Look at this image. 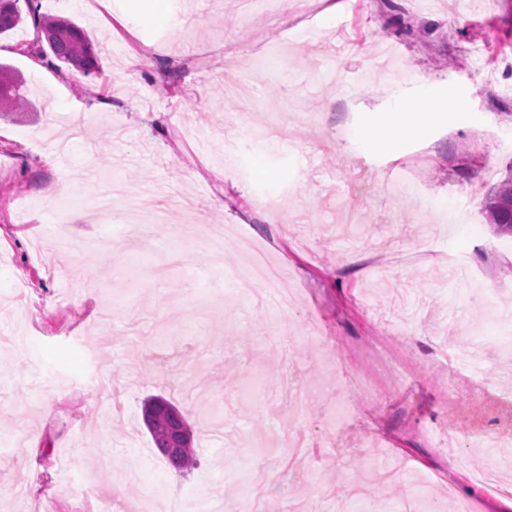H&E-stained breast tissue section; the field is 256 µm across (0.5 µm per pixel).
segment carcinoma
<instances>
[{
  "label": "carcinoma",
  "instance_id": "carcinoma-1",
  "mask_svg": "<svg viewBox=\"0 0 512 512\" xmlns=\"http://www.w3.org/2000/svg\"><path fill=\"white\" fill-rule=\"evenodd\" d=\"M22 21L18 0H0V33ZM34 25L43 35L52 55L85 75L100 71V59L85 31L75 22L61 17H35ZM25 101L23 81L12 68L0 63V114L22 111ZM484 208L496 234L512 237V179L501 183L485 198ZM143 421L153 444L180 472L195 464L193 430L187 418L162 398L147 402Z\"/></svg>",
  "mask_w": 512,
  "mask_h": 512
}]
</instances>
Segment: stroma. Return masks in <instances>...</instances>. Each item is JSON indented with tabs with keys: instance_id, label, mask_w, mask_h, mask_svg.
Here are the masks:
<instances>
[{
	"instance_id": "obj_1",
	"label": "stroma",
	"mask_w": 512,
	"mask_h": 512,
	"mask_svg": "<svg viewBox=\"0 0 512 512\" xmlns=\"http://www.w3.org/2000/svg\"><path fill=\"white\" fill-rule=\"evenodd\" d=\"M35 0L0 34L26 112L0 117V512H421L416 485L500 512L423 442L512 432V249L483 208L512 176V0ZM73 20L89 76L39 51L34 15ZM467 91V121L369 152L396 106ZM98 112L95 127L69 117ZM267 176H257L256 163ZM235 229L216 254L205 228ZM68 238L69 250L46 238ZM360 263H349L351 255ZM486 358L450 353L470 332ZM311 406L280 398L283 354ZM480 397L442 403L444 385ZM195 428L178 472L145 398ZM53 404L44 413V401ZM49 456H42V448Z\"/></svg>"
}]
</instances>
